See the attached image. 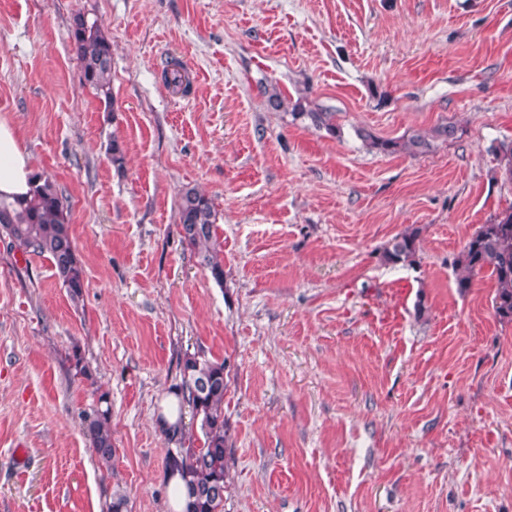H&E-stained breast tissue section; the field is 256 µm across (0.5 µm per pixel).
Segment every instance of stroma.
<instances>
[{
  "label": "stroma",
  "instance_id": "obj_1",
  "mask_svg": "<svg viewBox=\"0 0 512 512\" xmlns=\"http://www.w3.org/2000/svg\"><path fill=\"white\" fill-rule=\"evenodd\" d=\"M79 14L112 45V108L83 83ZM0 121L62 192L86 277L71 300L0 237V512H166L158 414L194 353L224 365V512H512V322L452 266L512 206L492 151L512 0H0ZM447 122L418 157L355 134ZM187 187L214 204L223 283L178 235ZM411 227L415 262L384 264ZM103 392L108 472L82 430ZM267 101L270 107L274 110L289 108L290 100L282 96V93L276 88L272 89L269 94ZM292 116L294 120L301 119L302 121H308L309 125L315 130H324L328 135L340 136L341 129L336 124V113L326 111H306L300 100H297L294 104L291 103Z\"/></svg>",
  "mask_w": 512,
  "mask_h": 512
}]
</instances>
